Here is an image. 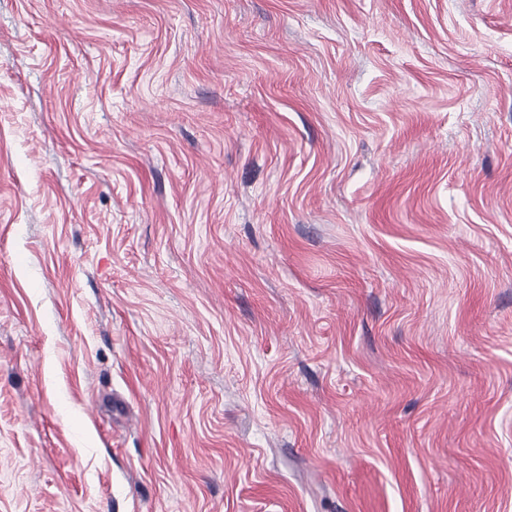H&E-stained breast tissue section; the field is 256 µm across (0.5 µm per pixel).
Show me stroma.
Wrapping results in <instances>:
<instances>
[{"mask_svg":"<svg viewBox=\"0 0 512 512\" xmlns=\"http://www.w3.org/2000/svg\"><path fill=\"white\" fill-rule=\"evenodd\" d=\"M0 512H512V0H0Z\"/></svg>","mask_w":512,"mask_h":512,"instance_id":"1","label":"stroma"}]
</instances>
